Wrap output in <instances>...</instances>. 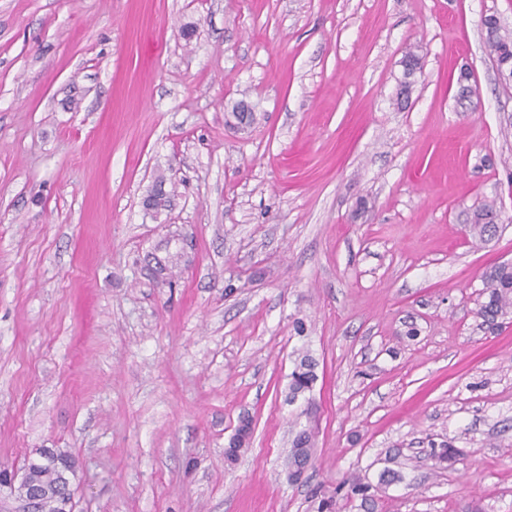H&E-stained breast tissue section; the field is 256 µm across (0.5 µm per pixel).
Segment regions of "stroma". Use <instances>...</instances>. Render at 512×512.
Segmentation results:
<instances>
[{
  "instance_id": "obj_1",
  "label": "stroma",
  "mask_w": 512,
  "mask_h": 512,
  "mask_svg": "<svg viewBox=\"0 0 512 512\" xmlns=\"http://www.w3.org/2000/svg\"><path fill=\"white\" fill-rule=\"evenodd\" d=\"M492 14L512 36V0H0V468L70 454L76 512H316L353 480L374 505L335 512H512V313L476 316L512 261ZM496 213L494 207L485 205L478 213L477 224H472L470 234L475 240L488 241L492 235L498 233L499 225L495 223ZM316 367L315 359L308 352L301 355L290 374L288 394L291 399H295L299 392L303 394L312 390L317 380Z\"/></svg>"
}]
</instances>
